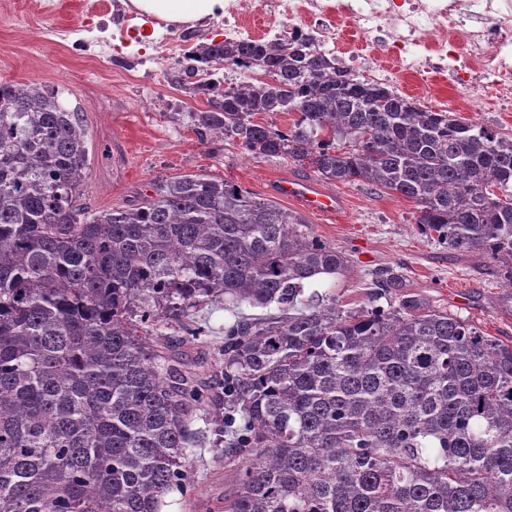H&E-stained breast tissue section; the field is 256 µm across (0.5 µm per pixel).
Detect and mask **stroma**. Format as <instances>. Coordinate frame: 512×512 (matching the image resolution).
<instances>
[{"label":"stroma","mask_w":512,"mask_h":512,"mask_svg":"<svg viewBox=\"0 0 512 512\" xmlns=\"http://www.w3.org/2000/svg\"><path fill=\"white\" fill-rule=\"evenodd\" d=\"M59 2L60 10L46 15L39 0H0V81L58 90L67 107L78 112L91 157L83 199L89 209L126 208L154 182L200 173L296 210L294 201L275 197L271 187L281 179L313 178L311 169L283 157L256 158L200 135L187 114L203 108V100L172 86L165 74L150 76L139 65L137 55L150 51L157 20L137 23L132 32L109 26L106 35L121 50L103 55L93 46L46 39V30L54 27L77 29L89 38L101 24L94 0ZM438 88L459 120L512 134V112L491 111L490 97H477L479 109L471 112L468 98L448 81H440ZM105 151L110 154L106 160L101 157ZM333 188L344 198V210L334 216L308 212L304 219L313 236L344 253L348 269L340 279L317 283L318 291L336 295L343 309H357L368 299L374 273L391 269L402 274L409 291L434 307L468 318L485 335L512 339V283L497 263L477 253L457 255L428 239L414 222V202L361 182H337ZM254 312L246 304L200 309L197 318L206 333L187 355L200 377H212L218 369L225 324L237 314ZM186 463L194 477L191 500L170 494L165 512H218L236 494L235 474L213 439L187 448Z\"/></svg>","instance_id":"35a3bbf8"}]
</instances>
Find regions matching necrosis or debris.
<instances>
[{
	"label": "necrosis or debris",
	"mask_w": 512,
	"mask_h": 512,
	"mask_svg": "<svg viewBox=\"0 0 512 512\" xmlns=\"http://www.w3.org/2000/svg\"><path fill=\"white\" fill-rule=\"evenodd\" d=\"M220 23L230 42L310 37L342 69L388 88L400 71L423 86L446 74L459 93L488 91L495 111L512 112V0H224ZM350 31L370 53L341 50ZM198 37L162 25L148 60L180 61Z\"/></svg>",
	"instance_id": "1"
}]
</instances>
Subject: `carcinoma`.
Returning a JSON list of instances; mask_svg holds the SVG:
<instances>
[{"instance_id": "carcinoma-1", "label": "carcinoma", "mask_w": 512, "mask_h": 512, "mask_svg": "<svg viewBox=\"0 0 512 512\" xmlns=\"http://www.w3.org/2000/svg\"><path fill=\"white\" fill-rule=\"evenodd\" d=\"M250 63L264 77L210 80ZM170 83L206 99L195 128L401 195L422 234L512 285V137L352 78L311 40L202 41ZM89 168L58 93L0 83V512H163L191 491L197 412L235 467L222 512H512V343L393 270L357 310L304 296L345 255L235 184L184 174L93 212ZM221 301L279 316L224 326L201 382L159 328L202 336L194 310Z\"/></svg>"}]
</instances>
